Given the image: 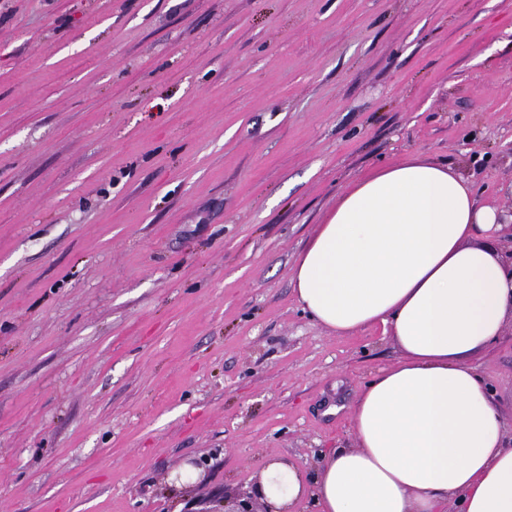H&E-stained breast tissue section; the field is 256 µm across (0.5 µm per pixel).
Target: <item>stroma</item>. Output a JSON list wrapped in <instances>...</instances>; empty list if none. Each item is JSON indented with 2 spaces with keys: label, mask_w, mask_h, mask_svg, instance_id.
I'll use <instances>...</instances> for the list:
<instances>
[{
  "label": "stroma",
  "mask_w": 512,
  "mask_h": 512,
  "mask_svg": "<svg viewBox=\"0 0 512 512\" xmlns=\"http://www.w3.org/2000/svg\"><path fill=\"white\" fill-rule=\"evenodd\" d=\"M411 154L512 208V0H0V512H222L316 466L400 354L292 269ZM477 365L512 422V334Z\"/></svg>",
  "instance_id": "obj_1"
}]
</instances>
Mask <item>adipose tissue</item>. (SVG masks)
<instances>
[{"label":"adipose tissue","instance_id":"ef3b65f1","mask_svg":"<svg viewBox=\"0 0 512 512\" xmlns=\"http://www.w3.org/2000/svg\"><path fill=\"white\" fill-rule=\"evenodd\" d=\"M505 220L417 155L339 195L295 262L298 305L332 335L382 326L401 357L349 406L350 444L312 471L266 463L265 512H512V428L473 363L512 321Z\"/></svg>","mask_w":512,"mask_h":512}]
</instances>
